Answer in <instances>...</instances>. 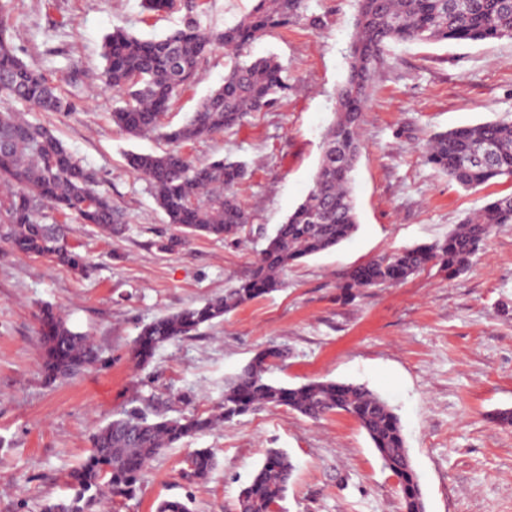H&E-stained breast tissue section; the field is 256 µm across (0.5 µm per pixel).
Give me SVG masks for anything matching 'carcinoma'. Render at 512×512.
Here are the masks:
<instances>
[{
    "label": "carcinoma",
    "mask_w": 512,
    "mask_h": 512,
    "mask_svg": "<svg viewBox=\"0 0 512 512\" xmlns=\"http://www.w3.org/2000/svg\"><path fill=\"white\" fill-rule=\"evenodd\" d=\"M354 34L347 57V76L337 98L338 117L329 127L306 198L278 227L259 252L251 277L199 307L157 317L143 325L133 355L146 363L164 344L191 336L204 324L284 285L283 276L296 262L332 249L357 230L351 191L352 172L361 150V125L371 91L394 42H484L512 39V0H356ZM322 20L310 12L309 0H255L252 10L232 26L204 28L190 15L183 28L142 39L123 29L105 35V64L98 84L118 94L122 106L112 121L131 136L156 133L174 144L162 153L127 155V165L149 183L166 221L181 229L173 248L194 237L234 239L250 217L235 187L248 174V163L224 157L196 161L178 145L229 130L248 121L288 94L284 67L275 56L250 58L257 39ZM8 15L0 3V100L18 101L42 112H67L72 102L39 71L21 60L5 38ZM224 49V82L212 90L179 128L165 130L163 117L193 78L200 62ZM494 148L488 161L478 159L484 145ZM426 158L464 190L497 178H512V123L489 121L433 135ZM0 241L21 255L43 256L75 271L86 268L52 225L53 214L72 215L83 224L116 235L123 214L101 189L97 172L66 146L46 125L24 113L0 110ZM500 224H512V195L488 202L443 240L398 250L346 273L345 288H378L407 279L435 263L453 278L464 273ZM43 368L50 379L70 376L99 360L88 336L74 331L54 308L40 315ZM288 349L273 345L262 351L224 388L218 416L151 419L139 409L100 427L90 453L70 474L73 495L48 502L43 512H84L106 489L112 497L136 493L150 461L164 449L208 431L215 418L231 421L260 407H287L316 421L331 413L353 417L371 441L384 467L397 479L402 512H425L419 476L409 456L398 415L389 403L363 384L313 381L295 387L272 383L270 366ZM188 464L205 478L215 467L214 454L202 448ZM294 473L283 450L271 449L240 491L238 512H278Z\"/></svg>",
    "instance_id": "1"
}]
</instances>
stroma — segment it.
<instances>
[{"mask_svg":"<svg viewBox=\"0 0 512 512\" xmlns=\"http://www.w3.org/2000/svg\"><path fill=\"white\" fill-rule=\"evenodd\" d=\"M186 0L147 12L141 0H9L7 36L26 63L70 99L68 113L33 112L94 168L115 208L120 234L61 220L66 241L88 262L78 273L0 243V512H42L70 496L69 475L91 437L120 413L191 417L218 412L224 385L270 345L287 357L267 377L366 384L398 414L419 475L426 512H512V224L497 228L463 274L427 265L404 281L344 294L342 275L366 261L445 239L463 218L512 193V179L463 190L427 163L434 133L486 121L512 122V40L390 45L362 123L353 195L359 228L335 248L289 268L283 288L158 348L131 357L142 325L197 306L248 279L257 252L305 198L347 74L354 0H311L323 25H292L254 42L252 57L276 56L290 91L243 125L185 144L193 157L247 161L238 187L251 216L237 239L198 237L169 247L167 224L127 152L160 153L154 134L137 138L112 122L110 90H74L71 73L102 69L101 44L114 29L141 38L182 27ZM204 26L222 27L254 0H195ZM224 81V52L202 61L166 114L177 128ZM53 307L90 336L95 367L64 380L42 372L38 315ZM212 449L206 479L188 459ZM296 466L279 512H402L396 478L346 414L313 421L263 408L165 449L133 497L85 512H155L161 499L192 512H237V498L267 449Z\"/></svg>","mask_w":512,"mask_h":512,"instance_id":"obj_1","label":"stroma"}]
</instances>
